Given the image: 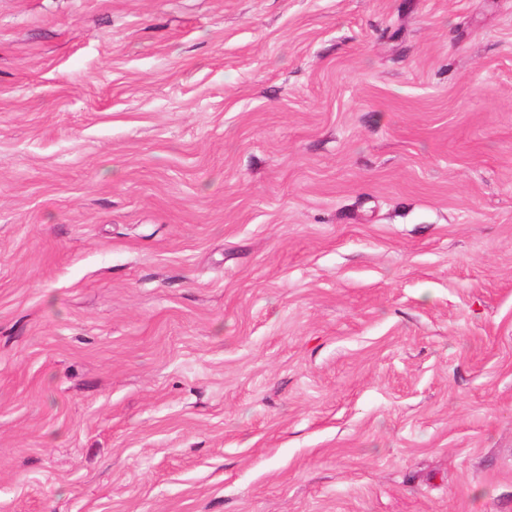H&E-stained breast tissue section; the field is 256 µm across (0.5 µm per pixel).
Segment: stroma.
Segmentation results:
<instances>
[{
	"label": "stroma",
	"mask_w": 512,
	"mask_h": 512,
	"mask_svg": "<svg viewBox=\"0 0 512 512\" xmlns=\"http://www.w3.org/2000/svg\"><path fill=\"white\" fill-rule=\"evenodd\" d=\"M0 512H512V0H0Z\"/></svg>",
	"instance_id": "1"
}]
</instances>
